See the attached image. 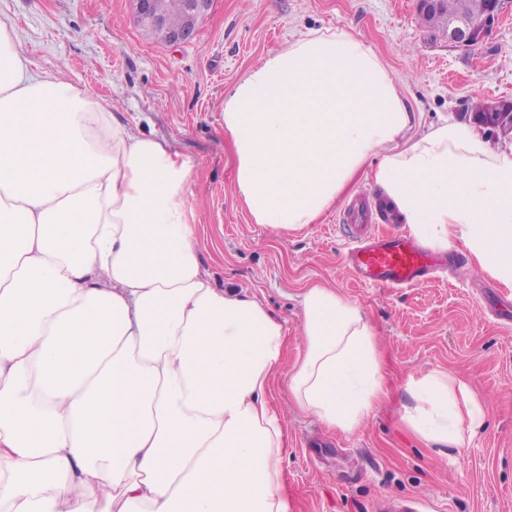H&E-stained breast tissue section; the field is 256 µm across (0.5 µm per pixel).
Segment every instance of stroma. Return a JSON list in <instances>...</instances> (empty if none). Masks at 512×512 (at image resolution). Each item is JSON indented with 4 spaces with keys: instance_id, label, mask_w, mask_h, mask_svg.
Instances as JSON below:
<instances>
[{
    "instance_id": "stroma-1",
    "label": "stroma",
    "mask_w": 512,
    "mask_h": 512,
    "mask_svg": "<svg viewBox=\"0 0 512 512\" xmlns=\"http://www.w3.org/2000/svg\"><path fill=\"white\" fill-rule=\"evenodd\" d=\"M38 74L64 73L111 100L124 123L151 130L195 165L191 201L203 267L256 296L287 329L284 369L302 350L300 296L315 284L366 314L382 348L385 396L359 426L331 430L297 412L284 378L268 399L288 419L282 459L293 512H379L421 500L425 512H512V318L489 315L465 261L449 279L403 291L358 284L337 201L320 223L278 233L253 223L234 196L224 137L225 87L270 51L313 29L343 28L385 62L421 131L464 119L473 101L512 100V9L476 46L448 43L418 22L416 0H214L196 38L156 42L130 0H0ZM439 370L466 383L485 420L464 449L437 454L401 420L410 379Z\"/></svg>"
}]
</instances>
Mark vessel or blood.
<instances>
[{
    "mask_svg": "<svg viewBox=\"0 0 512 512\" xmlns=\"http://www.w3.org/2000/svg\"><path fill=\"white\" fill-rule=\"evenodd\" d=\"M352 238L345 261L354 279L363 285L412 288L430 279L434 263L429 253L405 234H374L371 225L391 223L390 212L373 198L360 195L346 208Z\"/></svg>",
    "mask_w": 512,
    "mask_h": 512,
    "instance_id": "obj_1",
    "label": "vessel or blood"
}]
</instances>
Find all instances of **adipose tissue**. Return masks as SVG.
<instances>
[{"mask_svg":"<svg viewBox=\"0 0 512 512\" xmlns=\"http://www.w3.org/2000/svg\"><path fill=\"white\" fill-rule=\"evenodd\" d=\"M0 18V512H291L288 423L267 392L353 430L384 388L360 307L314 285L303 349L255 296L218 286L192 222V161L111 102L36 75ZM232 185L254 223L320 221L359 176L424 246L463 245L512 288V146L470 122L411 134L372 47L310 31L227 86ZM402 419L462 451L484 406L455 377L411 380Z\"/></svg>","mask_w":512,"mask_h":512,"instance_id":"adipose-tissue-1","label":"adipose tissue"}]
</instances>
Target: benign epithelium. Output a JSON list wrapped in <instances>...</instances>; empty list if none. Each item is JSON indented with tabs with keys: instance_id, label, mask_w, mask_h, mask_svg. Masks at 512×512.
Listing matches in <instances>:
<instances>
[{
	"instance_id": "7a95c632",
	"label": "benign epithelium",
	"mask_w": 512,
	"mask_h": 512,
	"mask_svg": "<svg viewBox=\"0 0 512 512\" xmlns=\"http://www.w3.org/2000/svg\"><path fill=\"white\" fill-rule=\"evenodd\" d=\"M511 2L512 0H487L479 22L464 16L448 18L444 29L448 42L464 46L477 45ZM211 3L212 0H184L187 22L175 27L167 21L165 0H131L138 24L160 44L166 46L191 42L197 34V25L207 15ZM468 119L481 126L493 141L512 135V110L490 113L485 117L471 112Z\"/></svg>"
}]
</instances>
